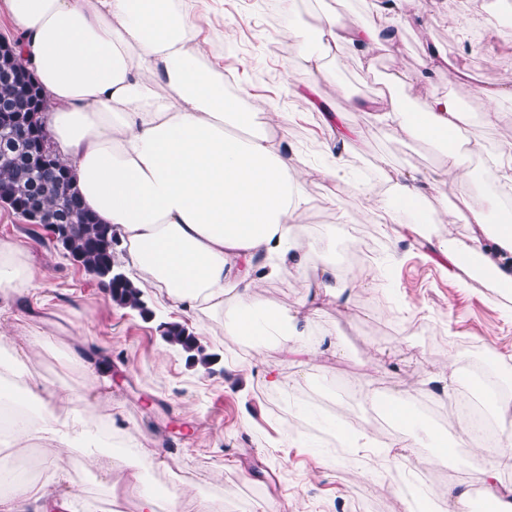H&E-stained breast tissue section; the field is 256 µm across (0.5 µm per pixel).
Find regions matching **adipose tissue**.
Masks as SVG:
<instances>
[{
	"label": "adipose tissue",
	"instance_id": "ef3b65f1",
	"mask_svg": "<svg viewBox=\"0 0 512 512\" xmlns=\"http://www.w3.org/2000/svg\"><path fill=\"white\" fill-rule=\"evenodd\" d=\"M205 2L0 0V9L21 34L23 55L47 92L43 116L52 148L69 167L86 208L120 233L123 261L138 274V287L161 290L179 315L222 319L226 336L254 337L310 360L318 352L310 326L321 306L272 307L264 284L282 272L297 273L321 242L335 240L336 231L325 228L318 241L298 234L296 215L308 204L302 174L287 147L269 134L273 113L261 118L247 111L242 97L226 91L223 69L207 60L196 11ZM399 2L374 0L381 17L375 26L329 12L316 32L290 27L315 82L335 84L326 58L337 49L365 56L392 45L399 36L392 20ZM351 107L403 140L442 146L448 162L435 178L402 169L388 174L386 194L371 201L382 223H398L436 183L450 184L455 202L436 211L435 222L475 227L469 243L439 246L450 272L480 255L500 286L512 288V213L492 224L472 205L480 188L471 177L470 149L484 128L500 122V112H484L475 121L446 95L416 117L393 92ZM23 253L18 242L0 239V353L8 357L0 363V411L11 416L0 438L9 450L0 470L35 449L41 475L1 489L0 512H78L61 454L107 441L117 404L108 392L87 401L28 369L53 345L52 334L5 333L12 301L39 288ZM85 464L102 475L110 498L133 493L135 512H224L218 498L143 490L146 462L139 456L121 469L106 454Z\"/></svg>",
	"mask_w": 512,
	"mask_h": 512
}]
</instances>
